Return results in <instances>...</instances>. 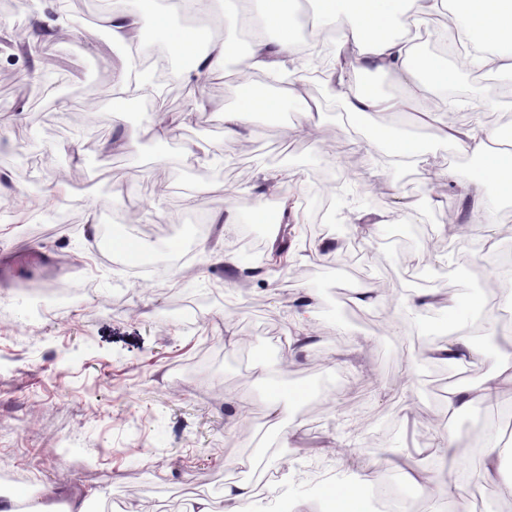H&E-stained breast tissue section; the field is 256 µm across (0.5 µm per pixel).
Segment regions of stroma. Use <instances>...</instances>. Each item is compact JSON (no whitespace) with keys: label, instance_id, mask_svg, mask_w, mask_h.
I'll use <instances>...</instances> for the list:
<instances>
[{"label":"stroma","instance_id":"stroma-1","mask_svg":"<svg viewBox=\"0 0 512 512\" xmlns=\"http://www.w3.org/2000/svg\"><path fill=\"white\" fill-rule=\"evenodd\" d=\"M97 3L85 0L94 21L79 20L48 47L69 77L61 90L44 82L47 54L25 56L1 42L18 25H35L38 0L0 7V71L13 76L0 82V206L13 209L0 218V263L19 261L13 274L0 276V436L10 441L0 446V465L13 471L16 493L49 489L55 506L77 495L88 512H184L196 498L225 512V486L247 480L257 490L256 512H275L283 501L291 512H309L325 481L368 483L394 458L422 459L449 424L469 453L461 458L443 447L428 464L431 482L404 492L410 512L438 501L448 512H512V498L480 473L499 401L449 417L421 343L438 322L447 323L449 336L470 337L478 345L467 366L474 384L512 355L505 303L512 289L492 282L500 255L512 252V202L489 191L482 206L462 215L459 195L442 177L450 170L464 178L479 157L439 148L423 164L394 167L385 137L428 143L435 129L393 115L350 119L325 104L321 83L306 94L314 138L289 133L294 112L258 114L251 118L255 137L232 148L224 145V111L236 101L235 85L174 83L168 113L190 111L199 100L206 109L157 142L144 98L127 100L123 118L112 110L113 78L128 50L110 42ZM501 84L512 86V73L456 74L464 91L456 109L468 125L495 130L480 111L495 97L499 115L512 117ZM120 124L135 132V144L104 151ZM197 142L206 149L200 160L188 153ZM263 167L290 173L281 186L290 222L319 219L312 178L334 169L345 172V186L377 199L385 221L359 244L355 260L341 249L320 258L327 237H297L293 263L272 277L237 275L234 224H212L195 253L199 271L189 278L136 273L95 247L102 224L131 207L138 211L135 240L150 248L182 243L188 213L255 200ZM31 178L55 185L57 199L46 207L69 213V227L32 218L24 202ZM433 197L438 205L428 206ZM462 218L492 230L449 236V224ZM403 222L414 233L394 239ZM421 264L428 290L462 299L461 316L398 306ZM354 285L374 289L375 308H344L341 292ZM49 288L75 295L34 318L32 305ZM197 297V314L173 318V307ZM301 316L313 345L292 355L285 338ZM259 362L267 375L257 373ZM301 387L305 396L274 421L268 393L287 398ZM452 466L465 472L454 489Z\"/></svg>","mask_w":512,"mask_h":512}]
</instances>
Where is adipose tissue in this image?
<instances>
[{"instance_id": "adipose-tissue-1", "label": "adipose tissue", "mask_w": 512, "mask_h": 512, "mask_svg": "<svg viewBox=\"0 0 512 512\" xmlns=\"http://www.w3.org/2000/svg\"><path fill=\"white\" fill-rule=\"evenodd\" d=\"M259 31L247 49H240L233 35L236 17L225 13L224 37H213L208 29L173 24L170 11L189 9L210 14L217 0H173L170 11H163L158 0H115L108 18L107 32L118 46H128L144 34L168 51L191 57L192 62L177 71L176 78L187 84L223 67L227 58L241 55L237 72L238 97L232 110L224 114V141L233 146L252 135L250 117L256 113L282 112L286 103L298 107L293 129L305 134L313 126L303 109L304 97L296 90L287 96L260 93L252 87V77L264 74L272 78L287 73L289 63L299 54L294 23L295 0H258ZM320 24H335L337 32L336 68L326 74L328 94L343 100L346 112L355 119L372 112H389L423 122L438 124L443 136L464 152L482 156V163L471 170L460 186L464 195L493 190L497 197L512 200V153L487 151L492 132L458 126L446 112L424 110L420 100L430 93L447 90L448 68L437 58L420 53L412 43V33L435 17H448L460 42L472 43L473 50L458 59L460 67L512 72V54H499L502 44L512 45V0H308ZM205 51H198V44ZM358 63L360 71L392 77L405 90L398 95L363 93L350 85L347 60ZM512 393V360L501 363L480 384L455 387L446 398L452 415L467 412L486 400Z\"/></svg>"}]
</instances>
